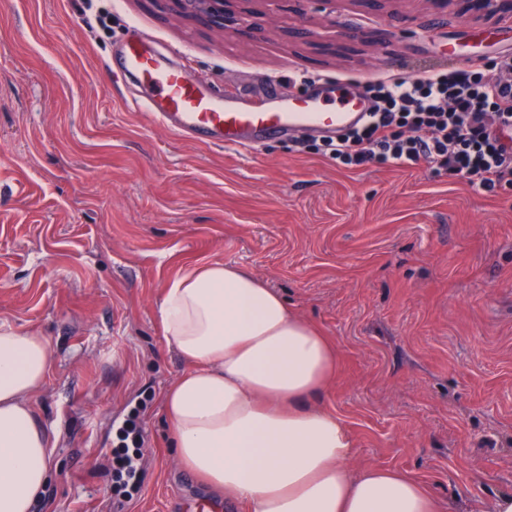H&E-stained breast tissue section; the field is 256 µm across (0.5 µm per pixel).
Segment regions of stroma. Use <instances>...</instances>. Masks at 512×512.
I'll list each match as a JSON object with an SVG mask.
<instances>
[{"label":"stroma","mask_w":512,"mask_h":512,"mask_svg":"<svg viewBox=\"0 0 512 512\" xmlns=\"http://www.w3.org/2000/svg\"><path fill=\"white\" fill-rule=\"evenodd\" d=\"M217 29L173 0H0V325L46 336L33 400L53 439L36 512H109L112 415L144 400L127 512L208 497L166 451L185 365L156 318L168 281L245 267L336 343L325 405L356 466L399 468L443 512L512 492V187L337 168L324 137L255 152L180 140L113 66L136 33L214 93L414 75L512 54V11L479 0H226Z\"/></svg>","instance_id":"obj_1"}]
</instances>
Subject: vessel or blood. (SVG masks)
I'll use <instances>...</instances> for the list:
<instances>
[{
	"label": "vessel or blood",
	"instance_id": "1",
	"mask_svg": "<svg viewBox=\"0 0 512 512\" xmlns=\"http://www.w3.org/2000/svg\"><path fill=\"white\" fill-rule=\"evenodd\" d=\"M120 63L139 86V107L172 134L227 149L254 150L298 130L331 135L361 122L368 110L363 91L336 82L304 98L273 90L262 102L229 93L212 96L182 67L161 61L145 39L124 45Z\"/></svg>",
	"mask_w": 512,
	"mask_h": 512
}]
</instances>
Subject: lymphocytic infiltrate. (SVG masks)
<instances>
[{
	"label": "lymphocytic infiltrate",
	"mask_w": 512,
	"mask_h": 512,
	"mask_svg": "<svg viewBox=\"0 0 512 512\" xmlns=\"http://www.w3.org/2000/svg\"><path fill=\"white\" fill-rule=\"evenodd\" d=\"M493 75L448 70L367 82L365 121L330 142V157L350 170L410 168L466 179L487 193L512 185V56Z\"/></svg>",
	"instance_id": "f902f5d3"
}]
</instances>
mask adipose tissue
I'll return each instance as SVG.
<instances>
[{
    "label": "adipose tissue",
    "mask_w": 512,
    "mask_h": 512,
    "mask_svg": "<svg viewBox=\"0 0 512 512\" xmlns=\"http://www.w3.org/2000/svg\"><path fill=\"white\" fill-rule=\"evenodd\" d=\"M186 368L165 388L176 464L248 512H440L410 473L354 469L343 418L320 406L338 350L251 271L187 268L157 308ZM44 336L0 326V512H33L51 475V441L32 401L51 371Z\"/></svg>",
    "instance_id": "ef3b65f1"
}]
</instances>
